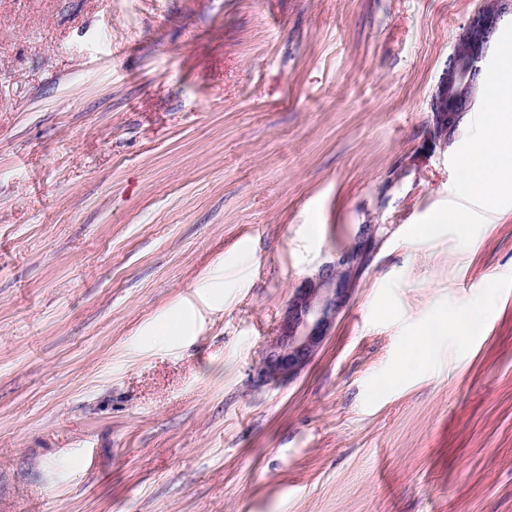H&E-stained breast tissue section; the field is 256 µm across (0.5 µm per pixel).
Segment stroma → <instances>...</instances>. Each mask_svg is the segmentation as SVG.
I'll return each mask as SVG.
<instances>
[{
	"instance_id": "stroma-1",
	"label": "stroma",
	"mask_w": 512,
	"mask_h": 512,
	"mask_svg": "<svg viewBox=\"0 0 512 512\" xmlns=\"http://www.w3.org/2000/svg\"><path fill=\"white\" fill-rule=\"evenodd\" d=\"M480 2L0 0V512H512V190L442 223L480 106L424 145ZM369 222L321 351L260 383ZM382 226L359 225L333 262L321 265L295 288L279 333L256 367L258 381L274 386L290 382L312 363L381 246ZM487 309L488 304L484 300L471 302L459 311L452 327L459 332H465L470 335L477 334L480 329V322L478 318L475 317V314L486 311Z\"/></svg>"
}]
</instances>
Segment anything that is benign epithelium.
Wrapping results in <instances>:
<instances>
[{
	"instance_id": "obj_1",
	"label": "benign epithelium",
	"mask_w": 512,
	"mask_h": 512,
	"mask_svg": "<svg viewBox=\"0 0 512 512\" xmlns=\"http://www.w3.org/2000/svg\"><path fill=\"white\" fill-rule=\"evenodd\" d=\"M506 13L512 14V0H483L460 28L430 100L429 145L448 143L472 109L487 71L488 50ZM382 241V225H359L333 262L321 265L295 288L279 333L256 367L258 381L274 386L290 382L312 363Z\"/></svg>"
}]
</instances>
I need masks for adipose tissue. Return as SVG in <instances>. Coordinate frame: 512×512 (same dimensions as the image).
Instances as JSON below:
<instances>
[{"label": "adipose tissue", "instance_id": "1", "mask_svg": "<svg viewBox=\"0 0 512 512\" xmlns=\"http://www.w3.org/2000/svg\"><path fill=\"white\" fill-rule=\"evenodd\" d=\"M502 79L483 91L481 129L460 160L459 184L471 197L485 201L512 177V126L503 121L512 112V50L501 53Z\"/></svg>", "mask_w": 512, "mask_h": 512}]
</instances>
